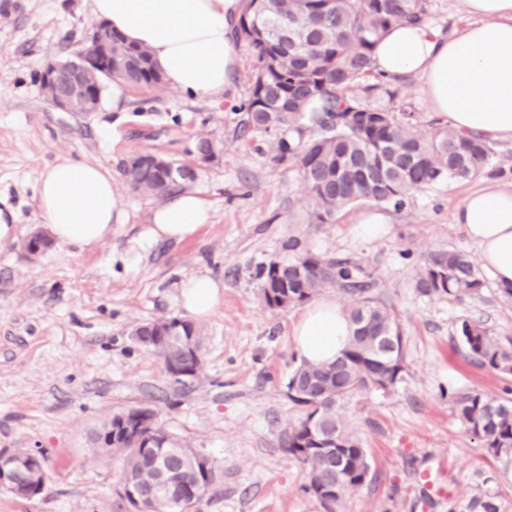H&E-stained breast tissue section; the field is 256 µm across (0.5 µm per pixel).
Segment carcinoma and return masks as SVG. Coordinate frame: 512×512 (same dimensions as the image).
Masks as SVG:
<instances>
[{
  "label": "carcinoma",
  "instance_id": "cac0c4a2",
  "mask_svg": "<svg viewBox=\"0 0 512 512\" xmlns=\"http://www.w3.org/2000/svg\"><path fill=\"white\" fill-rule=\"evenodd\" d=\"M425 0H245L235 34L252 46L257 69L242 132H288L277 141L276 159L300 163L315 224H328L339 210L361 200L400 203L413 190L445 181H466L484 170L490 148L481 138L447 127L421 133L393 112L368 109L348 95L361 78L376 70L373 49L394 25L426 21ZM159 86L149 53L132 50L112 38V78L96 68L85 81L104 94L109 80ZM319 129L315 136L306 133ZM200 160L216 154L215 140L196 143ZM122 175L133 191L164 199L194 181L189 167L176 176L160 174L134 160L124 161ZM260 296L269 308L286 310L337 287L354 304L349 318L351 340L338 363L303 362L289 375L288 400L300 416L288 426L282 447L303 467L306 491L326 512H336L345 497L371 479L367 450L350 430L341 408L363 391L387 392L404 380L406 341L391 307L369 295L362 270L349 258L307 253L287 262L272 261L258 270ZM483 283L462 252L441 249L421 264L415 289L426 297L475 296ZM135 342L166 363L181 356L183 340L202 352V330L182 317H162L138 324ZM459 336L470 359L512 375V341L503 342L479 322L463 320ZM455 416L480 436L505 468L512 467V399L477 390L452 394ZM135 409L105 417L92 435L98 450L122 464L126 485L145 494L162 483L193 488L196 494L150 503V512H191L215 481V470L202 471L194 449L156 422L152 447L137 439L106 435Z\"/></svg>",
  "mask_w": 512,
  "mask_h": 512
}]
</instances>
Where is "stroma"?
Here are the masks:
<instances>
[{
  "instance_id": "35a3bbf8",
  "label": "stroma",
  "mask_w": 512,
  "mask_h": 512,
  "mask_svg": "<svg viewBox=\"0 0 512 512\" xmlns=\"http://www.w3.org/2000/svg\"><path fill=\"white\" fill-rule=\"evenodd\" d=\"M93 23L89 0H0V208L13 210L17 224L15 240L0 247V448L46 456L44 492L27 500L0 489V512H128L117 492L121 464L90 436L112 412L141 407L158 411L170 434L211 459L219 479L196 512H323L305 490L301 465L280 445L297 416L285 384L299 363L293 326L301 310L265 306L257 277L262 265L306 253L359 264L372 295L399 314L407 340L404 382L343 406L372 479L346 497L341 512H512V471H502L450 401L457 390L500 396L512 389V375L470 361L457 331L468 319L512 338V297L487 276L475 297L428 298L414 288L432 251L477 260L454 214L488 182H512V141L491 142L478 178L420 188L399 207L362 201L315 224L297 159L276 160L274 135L241 131L256 64L248 42H235L238 64L222 99L166 84L127 86L118 95L106 91L96 111H57L35 76L47 60L74 58ZM374 83L378 91L364 93ZM351 93L424 132L446 122L413 77L368 75ZM207 134L220 152L201 163L194 143ZM142 150L194 166L188 189L211 203L213 218L194 237L154 243L129 265L120 255L155 205L121 175L126 156ZM64 156L111 169L125 219L105 244L27 257L22 243L44 222L40 173ZM367 214L384 218L370 235L360 223ZM199 274L223 281L224 301L199 321L203 368L199 381L182 387L131 331L183 315L179 284ZM427 467L447 497L422 489Z\"/></svg>"
}]
</instances>
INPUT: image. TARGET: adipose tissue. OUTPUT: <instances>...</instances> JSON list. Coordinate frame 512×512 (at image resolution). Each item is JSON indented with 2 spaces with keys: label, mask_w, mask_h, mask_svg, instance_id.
Here are the masks:
<instances>
[{
  "label": "adipose tissue",
  "mask_w": 512,
  "mask_h": 512,
  "mask_svg": "<svg viewBox=\"0 0 512 512\" xmlns=\"http://www.w3.org/2000/svg\"><path fill=\"white\" fill-rule=\"evenodd\" d=\"M468 23L451 35L427 24L393 26L374 57L389 76L412 74L433 111L462 134L512 141V0H464ZM91 13L127 42L144 48L175 89L222 97L237 65L233 27L239 0H90ZM37 206L47 234L59 246L95 247L112 238L124 207L109 168L62 158L45 167ZM212 218L210 203L193 192L153 207L131 252L153 243L193 237ZM455 222L478 248L479 264L500 292L512 291V186L467 195ZM224 300V284L209 275L186 280L184 308L205 317ZM351 325L328 300L309 305L294 329L295 351L310 363L328 364L349 343Z\"/></svg>",
  "instance_id": "ef3b65f1"
}]
</instances>
